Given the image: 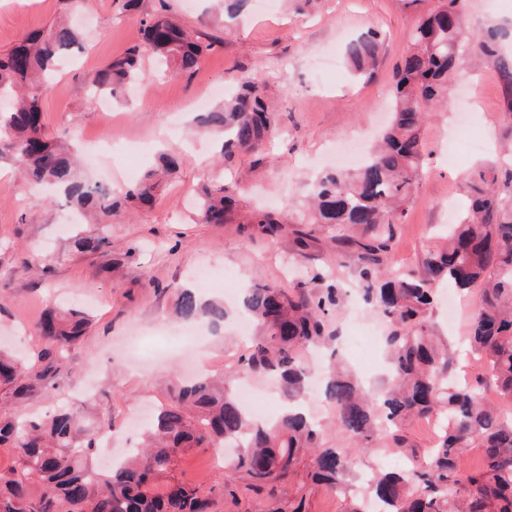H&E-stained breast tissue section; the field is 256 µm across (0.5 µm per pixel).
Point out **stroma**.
Segmentation results:
<instances>
[{
    "mask_svg": "<svg viewBox=\"0 0 512 512\" xmlns=\"http://www.w3.org/2000/svg\"><path fill=\"white\" fill-rule=\"evenodd\" d=\"M169 4L172 16L218 37V44L193 76H148V94L124 92L113 99L111 111L101 112L86 77L139 42L138 17L120 16L116 0H0V53L24 34L62 18L82 33L81 46L60 67L44 100L43 121L50 133L65 134L86 151L103 149L115 138L145 144L137 156L116 155L84 169L85 177L131 185L155 167L160 147L181 155L177 173L153 206L113 213L112 251L96 256L67 255L65 200L28 189L0 160V345L31 349L33 325L47 309L78 306L83 296L95 297L91 331L69 348L64 362L76 378L92 382V393L82 401L93 417L115 418L131 445L140 437L139 430L128 426L131 414L142 403L162 400L165 383L183 374L177 338L155 335L154 324L160 319L176 324L173 290L201 268L225 279L223 288L206 291L223 299L227 310L223 332L211 340L214 352L244 351L237 333L244 288L259 282L292 288L303 282L306 271L319 268L339 287L355 291L335 313L344 365L372 391H379L386 379L384 345L371 350L347 341L351 311H358L381 336L386 322L360 296L354 266L337 263L326 230L313 229L309 247L299 251L289 232L270 237L243 224L191 221L195 192L217 152L215 136L191 120L194 102L212 86L262 69L279 131L267 155H236L224 174L242 176L241 199L248 208L260 202L281 211L289 202L304 200L333 151L360 136L373 138L387 122L394 73L410 46L411 8L403 0H244L239 16L231 20L215 10V0ZM462 10L468 34L481 37L505 29L499 42L512 53V0H463ZM370 29L385 36L373 78L355 80L345 64L315 74L316 58L342 55L350 37ZM456 84L473 105L470 120L481 129L485 148L453 159L448 146L462 139V132L445 109L429 113L423 125V171L398 227L390 269L418 268L424 248L448 224L449 209L465 200L464 173L491 161L512 165V112L507 109L512 89L498 68L478 56L468 57ZM38 256L48 260V271H27ZM472 309L468 300L452 315L447 301H440L428 326L442 338L450 357L470 366L474 381L481 367L470 364L464 344ZM173 475L186 483L217 486L224 481V460L193 448L180 456Z\"/></svg>",
    "mask_w": 512,
    "mask_h": 512,
    "instance_id": "1",
    "label": "stroma"
}]
</instances>
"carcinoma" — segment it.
Masks as SVG:
<instances>
[{"label":"carcinoma","mask_w":512,"mask_h":512,"mask_svg":"<svg viewBox=\"0 0 512 512\" xmlns=\"http://www.w3.org/2000/svg\"><path fill=\"white\" fill-rule=\"evenodd\" d=\"M417 10L412 47L396 73L392 119L383 145L364 164L318 176L308 198L310 209L288 215L256 211L246 219L273 236L286 224H323L332 231L337 261L356 262L368 300L389 327L385 345L393 386L381 395L363 391L357 379L332 364L326 369L323 399L335 411V425L352 447L322 441L324 427L299 411L309 368L306 353L338 340L330 312L340 289L324 273L307 272L305 285L285 289L258 283L242 299L257 334L239 358L241 369L280 382L286 407L273 422L254 420L229 387L208 374L170 389L169 400L147 422L144 443L99 471L93 448L99 431L115 425L86 424L85 413L61 408L46 417L10 410L36 392L59 390L60 362L87 333L91 320L77 309H49L36 322L39 349L18 356L0 348V448L15 460L0 467V512H212L214 496L237 502L241 492L275 493L287 478L306 469L312 484L346 498L344 512H512V169L492 164L467 176L470 204L448 226V246L425 253L422 270L386 271L397 221L405 215L422 170V127L429 109L448 101L451 76L469 45L462 40L459 0H407ZM121 10L139 12L141 40L99 69L91 87L111 95L143 81L145 55L174 74L193 73L215 40L195 35L170 16L165 0L149 9L145 0H122ZM500 33L478 40L482 55L512 82V60L496 46ZM68 24H52L23 38L0 56V158L10 160L34 188L63 192L77 213L104 217L121 205L152 203L177 167L164 153L155 168L122 195L78 173L77 159L43 122V99L52 88L56 63L80 44ZM382 33L370 29L349 41L345 56L352 75L375 72ZM266 82L255 72L239 79L224 103L195 117V124L222 137L221 152L258 153L267 149L276 128L275 113L264 97ZM236 186L206 177L197 219L203 224H233ZM111 228L76 225L72 246L78 253H107ZM478 290L466 336L468 353L480 359L495 387L488 401L482 382L460 379L457 366L432 340L427 326L434 290ZM175 312L184 321L206 320L218 328L224 304L182 287ZM419 419L436 428L435 446L414 447L403 423ZM386 442L407 460L394 471L377 470L364 478L360 495L350 494L356 478L352 460L376 452ZM239 449L224 462V483L204 490L171 480L177 457L188 448ZM478 452V464L465 456Z\"/></svg>","instance_id":"obj_1"}]
</instances>
